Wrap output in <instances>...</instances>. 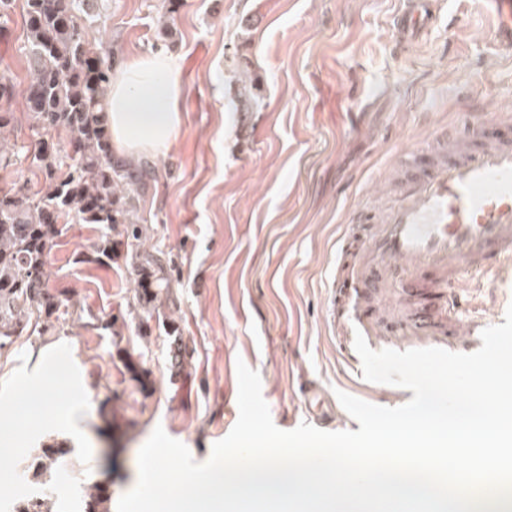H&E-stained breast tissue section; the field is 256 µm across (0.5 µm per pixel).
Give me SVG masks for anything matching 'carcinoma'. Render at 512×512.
<instances>
[{
	"instance_id": "carcinoma-1",
	"label": "carcinoma",
	"mask_w": 512,
	"mask_h": 512,
	"mask_svg": "<svg viewBox=\"0 0 512 512\" xmlns=\"http://www.w3.org/2000/svg\"><path fill=\"white\" fill-rule=\"evenodd\" d=\"M177 0H161L159 36L173 37L168 24ZM103 0H27L26 39L30 79L23 95L33 121L37 147L31 162L43 176L40 192L13 186L0 190V348L27 330L32 317L48 322L64 301L50 292L48 256L57 225L65 222L102 224L106 231L77 257L81 263L112 258L117 242L112 232L136 239L142 234L138 207L156 181L148 161L116 158L101 113L106 111L110 73L118 56L88 40L78 23L81 13H100ZM237 109L249 112L262 97L263 79L256 71L240 73ZM14 85L0 79V130L10 122ZM58 141L47 147L49 139ZM69 162H64V159ZM143 275L139 301L147 305L169 291L160 259L139 257ZM124 365L131 379L147 390L149 372L128 355ZM73 449L60 442L43 445L27 465L32 477L58 468ZM111 494L95 481L83 485L82 512H110ZM49 490L25 496L13 512H54Z\"/></svg>"
}]
</instances>
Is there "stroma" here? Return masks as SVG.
<instances>
[{"label":"stroma","mask_w":512,"mask_h":512,"mask_svg":"<svg viewBox=\"0 0 512 512\" xmlns=\"http://www.w3.org/2000/svg\"><path fill=\"white\" fill-rule=\"evenodd\" d=\"M159 0H107L85 33L116 45L122 59L163 52L184 86L182 124L169 148L147 153L157 180L140 202L143 236L112 257H75L103 231L63 224L49 254L51 291L69 302L46 324L32 320L0 349V416H21L19 448L0 460L9 470L0 512L17 498L57 487L56 512H78L77 483L30 480L34 448L63 442L81 476L113 498L138 479V455L155 427L206 462L238 416L236 363L262 381L275 425L289 431L312 417L307 382L380 404L336 358L326 327V290L342 280L351 237L369 225L354 208L379 210V185L434 124H454L467 104L484 116L512 114V49L494 37L486 0H442L441 17L422 42L394 49L403 0H178L175 42L158 37ZM26 0L0 17V76L27 81ZM258 71L265 93L238 112L237 75ZM167 268V297L137 300L132 254ZM477 316L503 323L512 277L489 271L468 280ZM126 320L113 335V317ZM179 328L185 361L169 362V323ZM53 361L33 394L28 375L39 352ZM150 372L140 391L121 352ZM109 400L110 412H98Z\"/></svg>","instance_id":"35a3bbf8"}]
</instances>
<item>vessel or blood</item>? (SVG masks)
Listing matches in <instances>:
<instances>
[{
  "label": "vessel or blood",
  "instance_id": "vessel-or-blood-1",
  "mask_svg": "<svg viewBox=\"0 0 512 512\" xmlns=\"http://www.w3.org/2000/svg\"><path fill=\"white\" fill-rule=\"evenodd\" d=\"M494 36L512 48V0H489ZM432 0H404L396 40L406 48L435 25ZM416 169H396L385 208L365 213L373 229L358 243L351 282L389 286L407 303L398 327L381 325L371 307L330 289L327 323L341 364L361 374L356 336L370 348L404 351L439 347L471 353L484 322L471 316L462 288L489 265L512 267V116L492 121L471 114L464 125L433 131Z\"/></svg>",
  "mask_w": 512,
  "mask_h": 512
}]
</instances>
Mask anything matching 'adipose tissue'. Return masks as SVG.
<instances>
[{
	"instance_id": "obj_1",
	"label": "adipose tissue",
	"mask_w": 512,
	"mask_h": 512,
	"mask_svg": "<svg viewBox=\"0 0 512 512\" xmlns=\"http://www.w3.org/2000/svg\"><path fill=\"white\" fill-rule=\"evenodd\" d=\"M174 68L171 57L146 55L116 70L102 116L115 152L134 160L143 152L169 148L182 123V85Z\"/></svg>"
}]
</instances>
